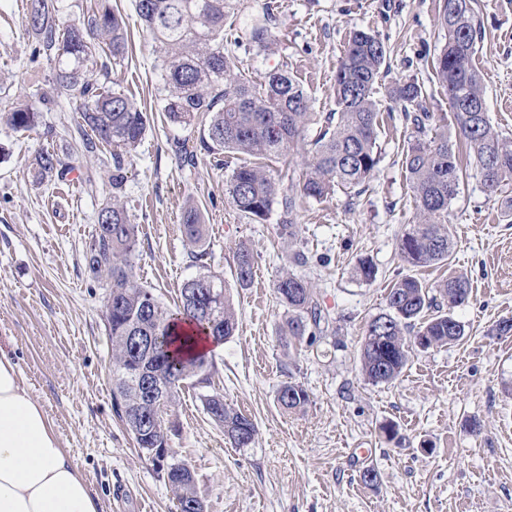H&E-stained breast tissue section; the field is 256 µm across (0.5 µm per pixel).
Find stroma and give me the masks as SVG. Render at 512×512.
I'll use <instances>...</instances> for the list:
<instances>
[{
    "label": "stroma",
    "instance_id": "stroma-1",
    "mask_svg": "<svg viewBox=\"0 0 512 512\" xmlns=\"http://www.w3.org/2000/svg\"><path fill=\"white\" fill-rule=\"evenodd\" d=\"M108 3L124 17L128 38L111 79L147 114L117 193L109 151L89 153L80 143V98L54 83L52 62L35 51L26 0H0V101L39 114L33 130L18 132L0 110V348L103 512H177L161 473L113 409L106 282L89 274L84 252L99 212L115 200L139 226L134 275L164 306L175 307L184 282L205 269L223 276L237 310L239 328L213 351L209 383L186 381L174 414L170 446L191 467L205 512H512V333L497 329L512 320V219L505 215L512 185L491 198L477 177L468 178L448 210L447 262L413 268L397 250L414 217L402 168L411 126L387 89L417 79L438 125H453L448 97L425 64L444 43L438 0H233L225 51L254 81L274 70L291 74L321 116L336 109L334 76L350 33L371 32L387 50L376 93L379 164L358 196L338 190L297 200L291 242L278 234L281 204L259 223L234 207L224 182L250 156L200 149L202 125L166 118L162 59L134 0ZM265 5L275 18L271 40L263 47L242 41L249 15ZM476 8L482 41L474 65L492 125L512 140V0H477ZM43 150L64 170L49 182L36 180L32 166ZM72 171L78 183H70ZM190 202L207 228L201 266L181 229ZM242 243L256 258L245 288L235 273ZM298 248L312 258L298 274L313 285L329 329L288 341L274 281ZM363 259L375 268L372 281L356 273ZM405 275L430 284L467 278L470 299L453 310L465 334L452 345L413 349L394 384L374 385L361 371L362 336ZM286 382L308 390L305 410L278 407ZM213 391L254 422L251 447H232L208 416L201 397ZM369 468L378 473L372 484L361 479Z\"/></svg>",
    "mask_w": 512,
    "mask_h": 512
}]
</instances>
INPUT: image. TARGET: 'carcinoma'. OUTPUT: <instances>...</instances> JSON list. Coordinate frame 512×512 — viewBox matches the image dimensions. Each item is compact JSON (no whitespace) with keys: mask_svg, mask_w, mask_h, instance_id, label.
I'll use <instances>...</instances> for the list:
<instances>
[{"mask_svg":"<svg viewBox=\"0 0 512 512\" xmlns=\"http://www.w3.org/2000/svg\"><path fill=\"white\" fill-rule=\"evenodd\" d=\"M476 0H440L437 25L444 45L432 60L434 78L448 94L460 143L475 162L476 175L490 198L512 183V142L491 124L485 112H467L464 104L484 99V85L473 65L482 40V24L474 7ZM230 0H135L136 14L145 31L163 50L165 69L164 111L172 123L191 126L206 116L201 145L209 150H231L277 163L298 147L309 126H317L312 140L311 160L298 184L300 196L321 199L338 188L354 190L369 178L379 163L376 147L379 109L375 85L387 58L384 44L365 31L351 33L336 69L337 111L324 121L310 111L309 99L300 84L283 71L271 72L255 86L224 52V20ZM52 0H27L28 29L40 47L55 62L54 80L78 91L84 99L82 124L94 138L86 140L112 147V188L123 182L125 156L142 140L146 116L123 93L107 89L90 75L87 62L106 43L112 64L101 65L104 79L110 66H120L126 54L127 36L122 17L105 7L87 18L59 25ZM271 12L251 16L249 39L265 44L271 37ZM390 100L404 110L413 132L403 149L402 165L415 200V222L398 238L403 261L412 267H429L448 261L451 242L448 207L461 193L467 171L460 152L446 132L432 131L434 113L426 107V96L416 79L395 83ZM38 115L20 105L7 113L17 131L32 128ZM40 180L58 171L60 161L48 151L34 158ZM225 195L238 211L257 223L266 220L278 193L275 182L263 166H240L224 184ZM295 197L283 201L284 218L278 225L281 237L294 240L298 232L291 215ZM96 232L85 253L89 272L106 278L108 293L104 317L112 340V398L117 416L131 427L139 409L137 385L129 372L139 368L163 388L157 398L165 410H174L181 387L192 378L209 381V356L195 352V337L179 334L189 324L219 343L234 335L238 327L232 299L224 289V278L203 273L184 282L180 304L174 310L163 307L150 289L135 278L138 225L131 223L126 208L114 203L101 210ZM182 227L190 255L201 261L207 255L205 228L193 205L182 215ZM236 280L240 287L253 277L254 253L244 243L237 248ZM439 295L457 307L469 301L467 279L450 276L435 285ZM280 305L285 308L282 333L302 337L323 333L322 310L312 285L293 272L280 275L274 283ZM387 312L373 317L360 347L362 371L373 384H390L403 373L412 347H442L464 336V325L453 314L439 309L436 296L413 276L399 278L389 289ZM418 326L409 340L408 327ZM133 336H160L162 343L152 356L131 342ZM280 409L301 411L310 402L308 391L288 382L279 387ZM209 417L224 430L235 448L253 444L256 427L251 419L224 402V395L203 396ZM167 441L166 429L143 436L138 448H160ZM158 470L172 490L178 512H203L195 477L180 472L178 464L159 463Z\"/></svg>","mask_w":512,"mask_h":512,"instance_id":"carcinoma-1","label":"carcinoma"}]
</instances>
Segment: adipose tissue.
Here are the masks:
<instances>
[{
  "instance_id": "1",
  "label": "adipose tissue",
  "mask_w": 512,
  "mask_h": 512,
  "mask_svg": "<svg viewBox=\"0 0 512 512\" xmlns=\"http://www.w3.org/2000/svg\"><path fill=\"white\" fill-rule=\"evenodd\" d=\"M0 512H102L52 422L2 352Z\"/></svg>"
}]
</instances>
